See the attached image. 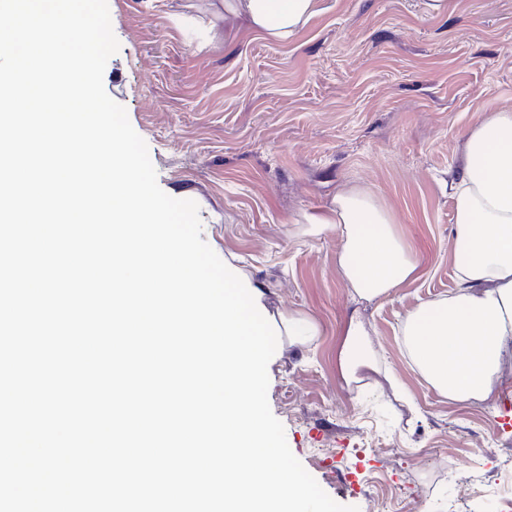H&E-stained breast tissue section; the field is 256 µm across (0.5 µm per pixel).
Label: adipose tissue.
Here are the masks:
<instances>
[{
	"label": "adipose tissue",
	"mask_w": 512,
	"mask_h": 512,
	"mask_svg": "<svg viewBox=\"0 0 512 512\" xmlns=\"http://www.w3.org/2000/svg\"><path fill=\"white\" fill-rule=\"evenodd\" d=\"M320 10V0H213L211 22L231 17L265 40L285 44ZM448 187L455 286L409 312L400 334L407 355L441 396L482 403L498 394L512 370V110L488 112L466 132ZM300 224L304 235L335 230L336 272L353 302L388 296L417 274L391 214L367 190L339 192L326 211L303 215ZM336 360L348 384L388 375L355 312Z\"/></svg>",
	"instance_id": "ef3b65f1"
}]
</instances>
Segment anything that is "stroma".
<instances>
[{
    "mask_svg": "<svg viewBox=\"0 0 512 512\" xmlns=\"http://www.w3.org/2000/svg\"><path fill=\"white\" fill-rule=\"evenodd\" d=\"M120 48L104 86L145 140L160 188L194 200L202 238L273 328L298 311L319 334L280 337L268 399L322 489L359 512H512V416L502 397L453 403L424 380L403 318L454 286L448 171L482 113L512 109V0H321L288 44L207 30L208 0H108ZM359 187L390 211L418 272L353 304L335 231L295 222ZM395 378L345 386L336 350L352 309Z\"/></svg>",
    "mask_w": 512,
    "mask_h": 512,
    "instance_id": "obj_1",
    "label": "stroma"
}]
</instances>
